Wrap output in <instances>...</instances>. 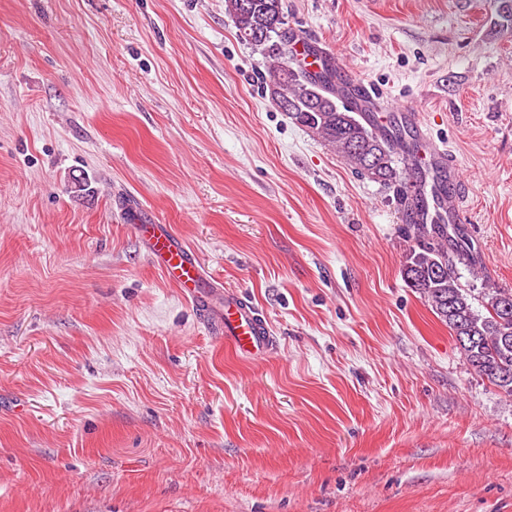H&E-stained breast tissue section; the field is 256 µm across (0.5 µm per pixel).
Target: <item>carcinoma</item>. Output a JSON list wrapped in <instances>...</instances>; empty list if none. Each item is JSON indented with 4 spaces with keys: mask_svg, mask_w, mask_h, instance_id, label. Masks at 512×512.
<instances>
[{
    "mask_svg": "<svg viewBox=\"0 0 512 512\" xmlns=\"http://www.w3.org/2000/svg\"><path fill=\"white\" fill-rule=\"evenodd\" d=\"M237 37L265 59L270 84L287 103L288 117L313 130L319 139L357 173L396 188L403 215L415 208L412 149L401 130L374 127L336 87V65L325 54L324 68L312 74L297 63L295 44L302 37L283 10L282 0H224ZM416 244L403 268L409 287L421 294L437 317L448 325L473 371L503 392L512 394V312H502L512 291L493 288L484 294L486 313L473 306L471 291L462 288L448 246L474 262L471 249L452 237L446 224H409Z\"/></svg>",
    "mask_w": 512,
    "mask_h": 512,
    "instance_id": "obj_1",
    "label": "carcinoma"
}]
</instances>
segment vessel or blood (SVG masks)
Instances as JSON below:
<instances>
[{
	"mask_svg": "<svg viewBox=\"0 0 512 512\" xmlns=\"http://www.w3.org/2000/svg\"><path fill=\"white\" fill-rule=\"evenodd\" d=\"M401 126L418 129L416 140L424 183V204L412 219L422 224L459 223L461 196L457 190V164L445 142L431 138L419 113L401 111ZM153 262L175 282L204 315H216L224 339L235 352L260 355L270 344L260 311L244 297L221 293L187 246L164 224H138Z\"/></svg>",
	"mask_w": 512,
	"mask_h": 512,
	"instance_id": "b4317fda",
	"label": "vessel or blood"
}]
</instances>
